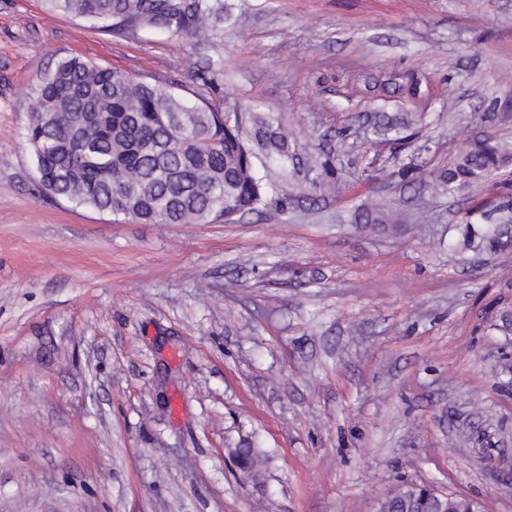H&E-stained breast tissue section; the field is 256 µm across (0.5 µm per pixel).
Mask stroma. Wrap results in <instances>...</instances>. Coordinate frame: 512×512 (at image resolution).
<instances>
[{
	"instance_id": "1",
	"label": "stroma",
	"mask_w": 512,
	"mask_h": 512,
	"mask_svg": "<svg viewBox=\"0 0 512 512\" xmlns=\"http://www.w3.org/2000/svg\"><path fill=\"white\" fill-rule=\"evenodd\" d=\"M224 3L181 41L0 0V512H512V177L439 181L512 151V0ZM74 55L272 118L291 174L226 224L45 196L27 92ZM508 159L506 149L492 138H485L470 144L460 157L448 165V171L440 178L443 179L442 184L447 186L448 193L462 192L474 183L493 180L491 173ZM430 493L425 485H405L382 502L380 508L387 512H436Z\"/></svg>"
}]
</instances>
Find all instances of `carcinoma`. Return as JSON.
Instances as JSON below:
<instances>
[{
    "mask_svg": "<svg viewBox=\"0 0 512 512\" xmlns=\"http://www.w3.org/2000/svg\"><path fill=\"white\" fill-rule=\"evenodd\" d=\"M55 12L107 31L161 29L199 38L224 19V0H44ZM27 96L24 140L38 185L50 195L145 224H206L258 211L269 186L264 159L288 170V139L269 118L251 128L236 111L201 104L160 81L68 57L42 73ZM508 152L491 138L469 145L440 175L448 192L492 179ZM385 512H435L431 490L405 485Z\"/></svg>",
    "mask_w": 512,
    "mask_h": 512,
    "instance_id": "cac0c4a2",
    "label": "carcinoma"
}]
</instances>
